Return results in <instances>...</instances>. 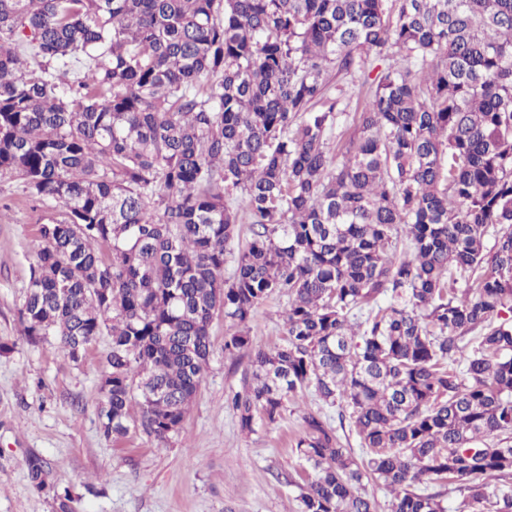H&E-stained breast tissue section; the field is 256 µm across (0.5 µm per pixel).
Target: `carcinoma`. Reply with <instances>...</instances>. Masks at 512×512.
<instances>
[{
	"mask_svg": "<svg viewBox=\"0 0 512 512\" xmlns=\"http://www.w3.org/2000/svg\"><path fill=\"white\" fill-rule=\"evenodd\" d=\"M3 172L63 209L18 319L74 362L110 337L105 436L180 432L222 316L252 359L241 430L309 390L349 410L361 458L302 417V512H376L365 478L391 512H446L426 478L512 512L486 491L512 479V0H0ZM273 296L287 340L256 348ZM27 478L73 512L45 459ZM363 106V100L362 98L360 100H357L356 98H353L351 100L350 106L347 109L346 114L341 118V121L335 130V136H336V143L339 141L346 140L350 134L354 131V128L357 124V114L356 112H361Z\"/></svg>",
	"mask_w": 512,
	"mask_h": 512,
	"instance_id": "cac0c4a2",
	"label": "carcinoma"
}]
</instances>
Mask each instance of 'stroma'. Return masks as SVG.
<instances>
[{
  "label": "stroma",
  "mask_w": 512,
  "mask_h": 512,
  "mask_svg": "<svg viewBox=\"0 0 512 512\" xmlns=\"http://www.w3.org/2000/svg\"><path fill=\"white\" fill-rule=\"evenodd\" d=\"M0 512H54L51 499L33 492L25 460L46 459L72 488L74 512H301L300 494L312 476L295 452L302 416L321 413L343 447L360 453L359 439L340 420L341 406L314 392L289 402L282 419L240 429L231 406L251 383V360L224 353L226 326L215 319L214 353L180 433L158 443L142 430L112 439L99 429V385L109 349L101 336L74 362L48 346L28 344L17 310L36 262L37 230L60 207H37L23 179L0 175ZM285 298L267 299L248 323L253 345L286 340ZM94 484L97 494L87 493Z\"/></svg>",
  "instance_id": "1"
}]
</instances>
